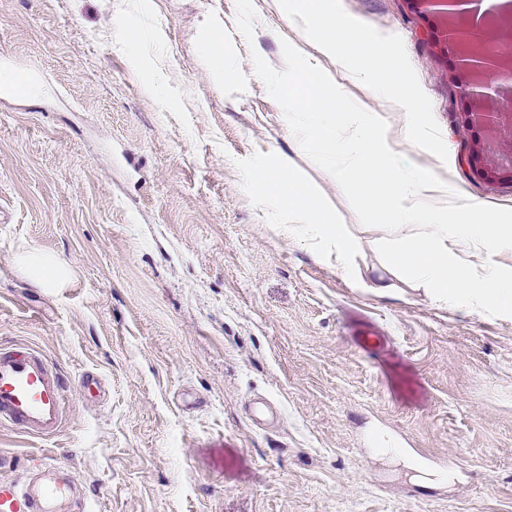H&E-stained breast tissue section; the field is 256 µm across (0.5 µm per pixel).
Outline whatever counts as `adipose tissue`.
<instances>
[{
	"mask_svg": "<svg viewBox=\"0 0 512 512\" xmlns=\"http://www.w3.org/2000/svg\"><path fill=\"white\" fill-rule=\"evenodd\" d=\"M277 4L299 33L288 43V74L275 84L286 102L281 125L289 141L365 208L359 233H351L284 155L274 166L246 173L287 208L281 235L306 243L353 287L386 295L395 276L431 303L512 318V265L499 260L512 252V210H490L447 178L405 160L398 141L425 153L435 136L416 112L405 80L385 79V60L367 65L370 35L340 22L332 0ZM326 58L332 68L323 66ZM340 69L353 72L386 106L403 109L398 134H391L384 112L346 97L336 77ZM367 246L382 258L371 279L358 265Z\"/></svg>",
	"mask_w": 512,
	"mask_h": 512,
	"instance_id": "1",
	"label": "adipose tissue"
}]
</instances>
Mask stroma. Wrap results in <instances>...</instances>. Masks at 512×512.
Returning <instances> with one entry per match:
<instances>
[{
  "label": "stroma",
  "mask_w": 512,
  "mask_h": 512,
  "mask_svg": "<svg viewBox=\"0 0 512 512\" xmlns=\"http://www.w3.org/2000/svg\"><path fill=\"white\" fill-rule=\"evenodd\" d=\"M335 2L418 87L443 151L405 157L512 209V184L460 163L461 50L442 18ZM291 35L273 0H0V62L38 89L0 90V345L70 384L56 436L0 425V475L53 462L76 488L60 512H512V319L400 280L350 287L277 235V205L242 175L287 155L339 223L364 219L281 127ZM376 429L451 479L375 457ZM207 27L211 37L205 46V52L209 60L213 74L220 80L224 79V42L219 35V26L214 21H208Z\"/></svg>",
  "instance_id": "1"
}]
</instances>
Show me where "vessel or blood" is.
<instances>
[{
    "label": "vessel or blood",
    "mask_w": 512,
    "mask_h": 512,
    "mask_svg": "<svg viewBox=\"0 0 512 512\" xmlns=\"http://www.w3.org/2000/svg\"><path fill=\"white\" fill-rule=\"evenodd\" d=\"M66 386L56 368L32 350L0 349V424L33 438L56 435L64 418ZM57 479L32 489L0 476V512H48L62 497Z\"/></svg>",
    "instance_id": "b4317fda"
}]
</instances>
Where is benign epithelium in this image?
Segmentation results:
<instances>
[{"instance_id": "7a95c632", "label": "benign epithelium", "mask_w": 512, "mask_h": 512, "mask_svg": "<svg viewBox=\"0 0 512 512\" xmlns=\"http://www.w3.org/2000/svg\"><path fill=\"white\" fill-rule=\"evenodd\" d=\"M443 15L454 19L467 13L464 6L475 4L479 0H428ZM491 25V32L498 42L512 44V0H500L495 12L484 16ZM473 50L462 55L459 60L460 76L457 80V92L460 97L472 102L473 108L465 113L468 126L476 129L479 138L474 140V148L466 155L465 163L474 173L488 182L508 181L512 183V156L501 153L495 160L488 159L490 147L487 139L496 135L506 141L512 149V87L508 96L502 98L501 107L504 111H488L483 102L491 94H499V87L492 85L490 75L497 70L512 69V53L486 55L474 50L483 44V39L470 40Z\"/></svg>"}]
</instances>
